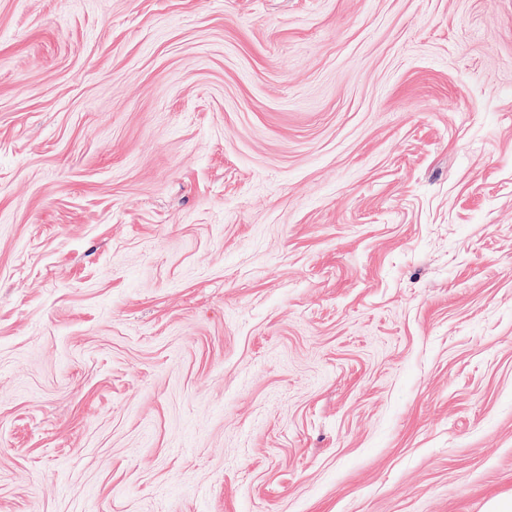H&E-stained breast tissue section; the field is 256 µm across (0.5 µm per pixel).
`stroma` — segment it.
Returning <instances> with one entry per match:
<instances>
[{"label": "stroma", "mask_w": 512, "mask_h": 512, "mask_svg": "<svg viewBox=\"0 0 512 512\" xmlns=\"http://www.w3.org/2000/svg\"><path fill=\"white\" fill-rule=\"evenodd\" d=\"M512 496V0H0V512Z\"/></svg>", "instance_id": "stroma-1"}]
</instances>
